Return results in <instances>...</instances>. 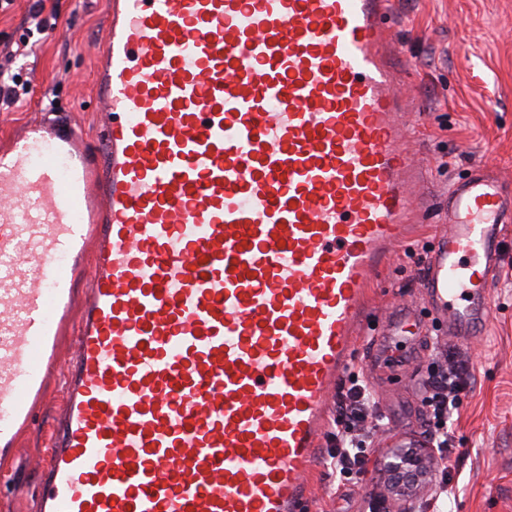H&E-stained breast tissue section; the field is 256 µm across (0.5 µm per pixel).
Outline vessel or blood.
<instances>
[{"label":"vessel or blood","instance_id":"obj_1","mask_svg":"<svg viewBox=\"0 0 512 512\" xmlns=\"http://www.w3.org/2000/svg\"><path fill=\"white\" fill-rule=\"evenodd\" d=\"M387 8L109 0L99 141L42 122L0 146L1 448L79 322L39 512H307L367 289L417 206ZM443 220L423 288L468 344L512 193L471 167Z\"/></svg>","mask_w":512,"mask_h":512}]
</instances>
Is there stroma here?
I'll return each instance as SVG.
<instances>
[{
    "label": "stroma",
    "instance_id": "1",
    "mask_svg": "<svg viewBox=\"0 0 512 512\" xmlns=\"http://www.w3.org/2000/svg\"><path fill=\"white\" fill-rule=\"evenodd\" d=\"M33 0H14L0 12V50L20 39L36 42L23 67L31 86L20 108L0 112V139L45 119L75 122L87 135L98 126L93 111L94 52L106 22V0H45L47 29H32ZM393 44L397 76L411 95L412 158L421 167V203L441 206L450 184L473 165L512 184V0H394ZM451 168H442V161ZM446 224H416L411 247L396 248L368 290L366 323L385 328L398 304L428 315L419 293L426 255ZM512 231L503 243L491 288L493 316L477 329L473 347L446 329L411 328L397 362L380 363L369 346L353 361L375 392L390 423L371 447L358 480L337 485L325 465L311 476L313 512H370L384 494L386 442L418 439L425 428L421 384L432 361L463 359L467 385L454 415L450 465L454 493L433 484L416 501V512H512ZM63 372L54 369L42 403L21 434L14 454L0 463V512H33L40 494L33 463L49 456L53 416L62 402Z\"/></svg>",
    "mask_w": 512,
    "mask_h": 512
}]
</instances>
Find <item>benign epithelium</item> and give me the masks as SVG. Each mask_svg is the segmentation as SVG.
<instances>
[{
    "mask_svg": "<svg viewBox=\"0 0 512 512\" xmlns=\"http://www.w3.org/2000/svg\"><path fill=\"white\" fill-rule=\"evenodd\" d=\"M388 455L389 490L402 502L399 512H415V501L429 486L435 471V456L428 440L395 441Z\"/></svg>",
    "mask_w": 512,
    "mask_h": 512,
    "instance_id": "1",
    "label": "benign epithelium"
}]
</instances>
